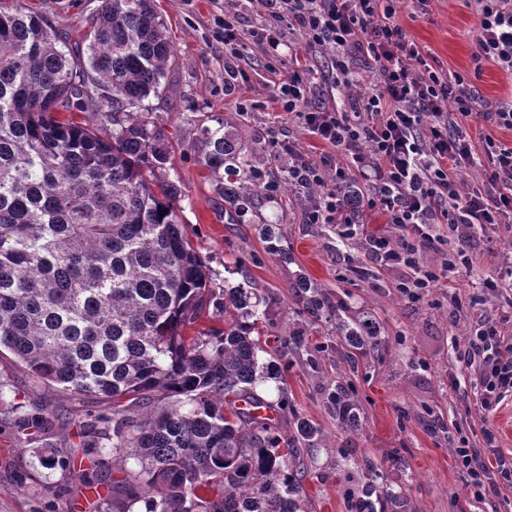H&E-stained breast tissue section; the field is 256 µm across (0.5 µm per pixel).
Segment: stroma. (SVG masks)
Listing matches in <instances>:
<instances>
[{"label": "stroma", "mask_w": 512, "mask_h": 512, "mask_svg": "<svg viewBox=\"0 0 512 512\" xmlns=\"http://www.w3.org/2000/svg\"><path fill=\"white\" fill-rule=\"evenodd\" d=\"M26 2L73 39L88 29L102 5V0ZM155 4L174 45L167 87L161 96L148 100L151 120L173 136L162 173L181 184L182 216L207 264L212 287L253 289L265 313V348L284 367L282 381L257 387L273 406L269 428L280 439H288L293 418L300 415L320 431L317 447L300 451L302 512H347L348 482L338 454L342 448L353 458L371 457L388 486L404 490L410 512H512V490L498 498L475 496L451 452L452 446L463 443L484 446L489 433L503 452H512V396L493 414L484 413L475 401L482 368L458 358L468 336L485 319H495L504 334L512 335V288L502 283L512 271V223L475 238L471 268L449 271L416 301L402 297L398 289L413 279L412 268L372 265L367 260L368 236L394 233L382 215L369 216L363 234L340 241L334 225L308 223L311 192L293 184L268 195L259 209L241 214L235 223H226L224 200L201 165V129L233 117L240 141L261 148L266 182L288 165L273 134L287 136L307 160L320 161L327 147L297 119L281 112L273 96L277 83L296 66H306L312 79L330 75L331 54L309 53L302 33L292 30L285 37L290 50L276 64H269L255 44L249 45L244 60L232 61L224 56L215 19L229 11L239 30L250 33L264 22L252 0ZM397 21L436 71L470 78L489 105L512 100V74L491 64L479 72L474 69V0H428L423 8L412 2ZM229 67L239 70L231 79L225 76ZM265 219L283 234L289 260L267 253L260 233ZM353 264L369 266L370 278L355 279L349 270ZM301 278L346 301L349 317L373 316L383 334L393 339L380 357L350 376L362 412L363 425L357 432L338 429L326 403L325 391L343 360L330 322L313 324L299 313L292 285ZM487 280L499 282V289H485ZM293 331L302 332L306 349H284L282 338ZM315 346L321 352L314 368L306 350ZM0 383L19 400L37 402L59 418L46 441L62 455L79 445L82 424L111 411L96 397H73L38 384L6 352L0 354ZM432 417L440 424L434 433L427 429ZM14 418L9 407L0 408V512H95L84 502L81 481L40 466L36 445L16 438Z\"/></svg>", "instance_id": "35a3bbf8"}]
</instances>
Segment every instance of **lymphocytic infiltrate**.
Instances as JSON below:
<instances>
[{"label": "lymphocytic infiltrate", "instance_id": "obj_1", "mask_svg": "<svg viewBox=\"0 0 512 512\" xmlns=\"http://www.w3.org/2000/svg\"><path fill=\"white\" fill-rule=\"evenodd\" d=\"M267 21L244 37L233 14L219 24L224 55L243 59L249 42L279 60L285 47L283 27L298 29L309 52L331 51L334 84L358 85V64L372 62L376 79L367 92L348 98L344 109L313 100L312 89L293 73L276 86L283 111L294 114L311 135L344 153L345 162L307 161L285 144L294 183L322 193L307 213L312 224H333L338 235L353 238L360 216L385 215L401 236L369 239L372 263L416 269L422 251L435 241L433 227L458 228L462 251L449 265L467 260L465 244L476 232L512 222V145L492 136L474 138L466 126L479 116L512 130V101L490 107L462 76L447 78L429 66L394 20L404 0H255ZM475 66L492 62L512 71V0H476ZM486 159L485 181L465 186L461 173L477 155ZM460 358L482 367L481 408L493 412L512 392V337L486 320ZM454 457L475 492L494 495L512 489V457L495 445L458 448Z\"/></svg>", "mask_w": 512, "mask_h": 512}]
</instances>
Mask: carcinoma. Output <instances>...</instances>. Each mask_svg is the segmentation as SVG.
<instances>
[{
    "instance_id": "1",
    "label": "carcinoma",
    "mask_w": 512,
    "mask_h": 512,
    "mask_svg": "<svg viewBox=\"0 0 512 512\" xmlns=\"http://www.w3.org/2000/svg\"><path fill=\"white\" fill-rule=\"evenodd\" d=\"M82 44L76 57L22 0L0 5V351L36 381L95 396L121 416L112 452L138 466L121 484L123 512L140 501L146 512H299V447H314L319 430L296 415L282 448L236 406L264 404L255 388L279 378L281 363L261 357L248 291L210 287L181 187L157 176L173 145L143 113L164 91L174 54L165 22L153 0H103ZM88 111L101 114L99 125L59 117ZM233 129L226 119L201 138L228 224L268 192L262 152ZM262 233L268 253L288 257L275 225ZM295 288L312 318H336L349 369L386 343L372 318L342 316L313 282ZM212 306L224 309V327L199 329ZM326 400L340 428L360 429L345 377ZM55 422L33 404L16 428L37 443ZM80 447L81 457L49 452L39 463L100 495L84 467L90 444ZM352 465L348 512H405L372 460Z\"/></svg>"
}]
</instances>
